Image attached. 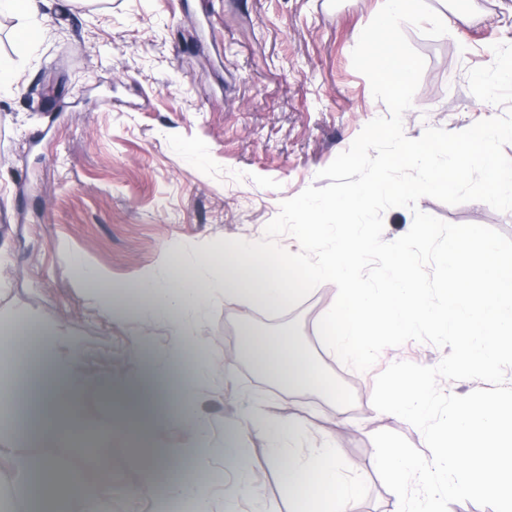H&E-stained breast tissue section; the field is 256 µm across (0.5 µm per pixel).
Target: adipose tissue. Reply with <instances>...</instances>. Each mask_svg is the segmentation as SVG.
<instances>
[{
    "label": "adipose tissue",
    "instance_id": "1",
    "mask_svg": "<svg viewBox=\"0 0 512 512\" xmlns=\"http://www.w3.org/2000/svg\"><path fill=\"white\" fill-rule=\"evenodd\" d=\"M50 5V0H0V13L16 15L15 36L31 45L40 39L41 11ZM401 193L380 167L371 180L353 184L346 197L304 206L300 232L306 246L319 244L324 217H333L336 224L330 250L312 270L313 275H331L342 284L338 305L326 314L320 328L325 347L364 368L373 359L377 337L413 336L423 328L457 342L456 371L496 372L505 358H512L511 254H500L489 242L463 228L437 257L444 272L439 282L443 304L429 302L410 271L394 265L387 266L382 287H362L357 259L367 244L363 217L376 197ZM301 278L300 272H286L275 243L258 246L230 242L219 252L201 256L195 272L172 263L163 279L140 283V290L148 292L150 299L139 311L148 320L199 316L217 293L280 310L302 296L297 286ZM34 326L23 314L12 322L0 323V424L5 426L15 419L14 405L20 394L13 382L15 372L38 361L48 349L59 354L58 376L32 421L36 435L57 445L68 444L79 454L89 448L104 453L105 437L92 429L80 406L82 381L76 373V347L61 328L49 326L38 328L40 343H27L28 331ZM246 345L257 368L288 391L330 393L331 379L295 337L250 339ZM107 392L121 405L112 416L113 431L147 446L161 424L151 403L141 400L126 383L111 384ZM256 426L274 446L289 496L301 499L300 512H351L357 484L349 467L337 458L331 444L309 442L305 421L296 415L285 422L263 423L251 416L226 426L224 467L232 477L224 483L225 512H238L240 501L257 497L249 469L235 446L242 433ZM0 460L9 464L17 482L36 474L39 506L50 512H60L65 506L70 512H95L96 505L90 499L76 494L66 500L59 495L60 468L51 460L25 457L6 446L0 448Z\"/></svg>",
    "mask_w": 512,
    "mask_h": 512
}]
</instances>
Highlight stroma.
Returning <instances> with one entry per match:
<instances>
[{"label": "stroma", "mask_w": 512, "mask_h": 512, "mask_svg": "<svg viewBox=\"0 0 512 512\" xmlns=\"http://www.w3.org/2000/svg\"><path fill=\"white\" fill-rule=\"evenodd\" d=\"M383 0H54L43 36L28 52L15 20L0 15V60L17 79L0 93V321L23 313L64 326L82 348L81 406L108 427V381L148 391L164 424L151 461L112 436L107 474L82 475L108 512H154L173 481L205 480L213 512H224L221 484L227 422L253 411L262 420L300 414L316 441L332 443L358 482L355 512H395L398 499L380 480L372 437L402 435L425 450L422 433L372 404L376 376L390 364L437 365L444 348L409 341L384 349L358 372L317 344L318 325L338 302L331 276L306 281L301 300L267 310L214 296L204 316L177 336L170 321L111 312L82 288L66 261L78 256L124 298L176 261L194 269L225 243L262 239L282 201L323 186L319 171L347 150L363 127L387 115L351 53ZM448 17V35L404 33L425 59L407 137L427 128L462 131L503 114L471 92L470 69L493 62L492 44H512V0H427ZM421 211L452 224H477L512 238V212L431 197ZM289 331L331 377L335 396L288 395L253 370L243 335ZM223 358L222 371L196 380L188 352ZM193 384L207 425L177 420L176 391ZM258 488L243 512H290L261 431L236 442ZM183 450L178 468L167 454ZM151 496L132 501L144 481Z\"/></svg>", "instance_id": "obj_1"}]
</instances>
